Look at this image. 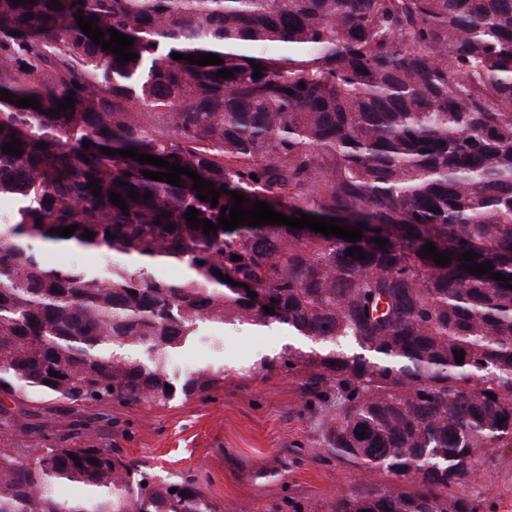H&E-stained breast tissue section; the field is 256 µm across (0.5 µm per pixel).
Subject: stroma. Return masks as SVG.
<instances>
[{"mask_svg": "<svg viewBox=\"0 0 512 512\" xmlns=\"http://www.w3.org/2000/svg\"><path fill=\"white\" fill-rule=\"evenodd\" d=\"M222 350L200 339L174 359L183 375L223 370L205 397L164 407L94 405L84 428L125 460L162 478L193 480L220 512H328L357 486L355 467L326 454L319 418L304 407L285 371L254 366L286 344V332L225 328ZM479 512H512V447L496 449L480 489Z\"/></svg>", "mask_w": 512, "mask_h": 512, "instance_id": "stroma-1", "label": "stroma"}]
</instances>
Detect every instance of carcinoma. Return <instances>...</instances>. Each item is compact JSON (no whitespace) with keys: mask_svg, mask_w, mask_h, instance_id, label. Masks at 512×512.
<instances>
[{"mask_svg":"<svg viewBox=\"0 0 512 512\" xmlns=\"http://www.w3.org/2000/svg\"><path fill=\"white\" fill-rule=\"evenodd\" d=\"M59 5L0 0V89L13 93L0 100V199L15 203L0 223V512H218L193 482L158 479L93 439L76 445L54 415L32 423L3 399L45 393L79 417L201 397L220 373L177 383L174 355L207 330L274 323L292 343L258 368L297 379L327 453L388 477L330 512H479L469 490L512 445V0ZM79 13L98 17L106 41L110 28L135 38L138 58L116 62ZM71 91L74 106L50 115ZM28 96L39 108L15 106ZM13 137L20 156L1 150ZM102 147L187 166L247 209L340 217L372 237L245 222L206 235L188 208L217 225L230 195L213 208L189 176L149 180L141 171L166 168ZM428 243L451 263L425 255ZM44 244L115 260L102 274L54 267ZM467 251L506 280L465 272ZM162 263L187 275L153 277ZM69 486L80 494L61 496Z\"/></svg>","mask_w":512,"mask_h":512,"instance_id":"1","label":"carcinoma"}]
</instances>
